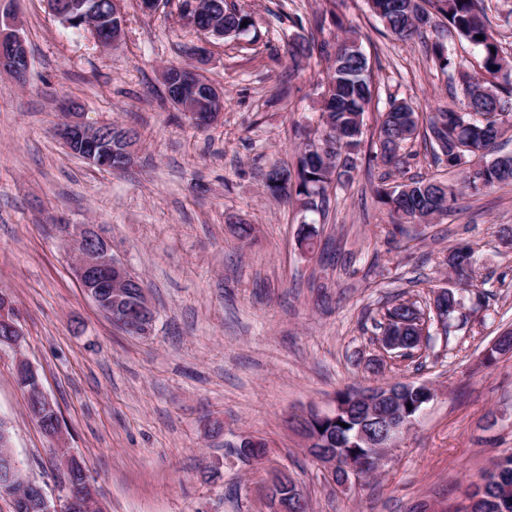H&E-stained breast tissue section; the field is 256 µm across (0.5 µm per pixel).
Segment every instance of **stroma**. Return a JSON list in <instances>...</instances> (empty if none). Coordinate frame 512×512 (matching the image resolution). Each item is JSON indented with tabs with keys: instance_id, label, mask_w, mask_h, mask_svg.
I'll use <instances>...</instances> for the list:
<instances>
[{
	"instance_id": "stroma-1",
	"label": "stroma",
	"mask_w": 512,
	"mask_h": 512,
	"mask_svg": "<svg viewBox=\"0 0 512 512\" xmlns=\"http://www.w3.org/2000/svg\"><path fill=\"white\" fill-rule=\"evenodd\" d=\"M246 36L214 39L188 25L183 0L143 12L125 0L116 46L62 26L44 0H0L18 18L30 67L18 85L0 71V290L13 297L23 351L58 407L64 446L82 460L107 512H267L264 478L287 468L310 512H456L495 457L512 449V353L486 363L512 330V190L464 196L432 224L394 226L377 203L383 167L359 169L331 192L326 216L274 200L263 176L295 166L294 126L316 127L326 59L295 60L289 41L354 32L370 59L374 132L390 97L432 112L448 77L420 41L396 40L366 0H233ZM198 65L224 93L222 117L193 125L165 97L164 68ZM92 124L135 128L132 167L110 172L69 153L55 134L63 98ZM392 176L458 171L434 165L421 141ZM313 223L324 253L300 246ZM99 224L112 252L144 280L156 312L149 336L117 330L80 288L57 227ZM253 227L241 240L237 227ZM473 251L467 330L433 332L421 364L384 357L375 322L403 296L429 305L451 275L450 249ZM0 350V419L24 471L56 499L64 474L29 416ZM425 382L436 397L377 476L336 487L306 452L294 421L333 407L337 392ZM268 443L243 458V439Z\"/></svg>"
}]
</instances>
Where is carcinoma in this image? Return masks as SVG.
Returning a JSON list of instances; mask_svg holds the SVG:
<instances>
[{"mask_svg":"<svg viewBox=\"0 0 512 512\" xmlns=\"http://www.w3.org/2000/svg\"><path fill=\"white\" fill-rule=\"evenodd\" d=\"M485 0H367L371 12L396 38L407 40L422 37L427 29H444L448 35L465 41L479 49L478 68L469 71L465 65L445 52L442 41L428 45L429 54L444 74H456L460 81L461 96L454 106L436 112L419 114L412 103L392 97L376 129L371 143L368 162L396 170L403 169L406 157H398L408 142L419 135L418 123H424V140L429 145L434 162L448 170L469 172L468 165L485 162L480 181L464 177L458 185L427 179H411L397 185L383 183L376 188L378 201L386 208L395 224L412 223L427 215L448 213L458 195L481 194L488 189L512 187V161L492 160L490 137L495 129H503L512 120V76L507 69L503 49L491 28L484 6ZM196 6L210 10L224 22V28L244 34L252 27L251 16L243 9L231 7L227 0H194ZM108 7V0H72V6L57 15L60 22L70 28L81 29L78 18L86 9ZM343 49V63L332 68L325 81L330 91L323 99L319 125L301 133L304 147L300 151L295 169L273 168L266 173L264 187L271 197L291 199L304 210L325 211L329 191L335 184L349 183L359 169V152L363 142V115L372 103V73L369 61L353 36ZM336 46L327 42L301 40L291 45L293 58H307L313 54L332 59ZM330 147L328 159L336 170L335 183L322 176V147ZM472 250L461 246L448 254V267L459 276L466 269L457 264L472 262ZM416 303L403 300L385 308L382 320L377 322L385 334L398 321L415 318L412 307ZM448 330L458 328L466 319H458L462 308L460 297L448 300ZM424 403L414 389L405 391L398 407V419L414 422L421 415ZM382 430L377 421L368 420L360 406L351 408L346 415L323 421H309L305 430L319 436L320 448H334L346 465L368 456L373 449L355 440L359 429ZM512 487V451L503 453L493 468L482 476L480 499L474 512H512V503L503 499L504 489Z\"/></svg>","mask_w":512,"mask_h":512,"instance_id":"obj_1","label":"carcinoma"}]
</instances>
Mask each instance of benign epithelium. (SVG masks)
I'll use <instances>...</instances> for the list:
<instances>
[{"label":"benign epithelium","mask_w":512,"mask_h":512,"mask_svg":"<svg viewBox=\"0 0 512 512\" xmlns=\"http://www.w3.org/2000/svg\"><path fill=\"white\" fill-rule=\"evenodd\" d=\"M110 3L107 14L99 17L90 14L83 21L86 30L103 45L120 40L124 29V0H110ZM0 63L12 66L14 80L23 82L29 69V52L19 22L10 16L0 21ZM162 83L172 102L193 123L206 126L221 115L224 93L213 86L199 90L193 69L183 67L175 74L168 68L163 71ZM58 135L68 151L102 169L117 171L134 160L135 140L125 137L122 155L112 159V126L90 125L81 120V113L74 107L60 125ZM60 231L72 242L75 273L84 293L114 326L129 335H147L154 321V311L143 289L134 306L126 307L128 284L134 274L112 255V245L104 231L92 224H62ZM409 328L410 324L402 323L393 333L381 337L383 349L387 352L399 349L401 333ZM22 341L19 309L9 294L0 291V347L9 346L16 352L15 377L25 392L31 417L49 439L59 441L62 438L60 414L45 393L38 372L23 355ZM399 396L400 389L391 385L362 391L354 398L369 415L385 420L386 426L378 435L367 431L360 433V439L374 449V453L345 467L347 476L343 488H348L352 480L360 481L361 472L381 463L408 431V427L395 421ZM62 468L68 480V493L53 505L43 487L25 475L15 455L3 452L0 454V498L10 500L14 512H105L82 463L70 455L62 460Z\"/></svg>","instance_id":"benign-epithelium-1"}]
</instances>
